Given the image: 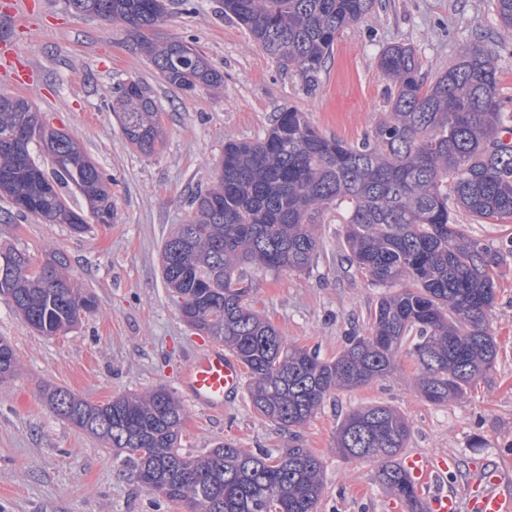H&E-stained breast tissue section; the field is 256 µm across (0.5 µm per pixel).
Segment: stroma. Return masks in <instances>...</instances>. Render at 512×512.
Masks as SVG:
<instances>
[{
    "label": "stroma",
    "instance_id": "stroma-1",
    "mask_svg": "<svg viewBox=\"0 0 512 512\" xmlns=\"http://www.w3.org/2000/svg\"><path fill=\"white\" fill-rule=\"evenodd\" d=\"M491 0H376L361 22L337 40L323 81L308 92L283 70L248 31L225 17L220 0H174L161 27L165 37L193 40L223 73L222 88L185 93L170 87L135 53L122 27L80 17L67 0H32L27 29L0 21V40L15 39L38 73L40 87L26 92L45 124L66 132L112 178L117 216L110 228L83 234L63 224L15 216L0 196V247L32 258L58 251L68 273L92 292L93 311L71 330L42 336L0 295V339L9 340L19 370L0 382V512H184L145 490L120 470L110 449L56 416L43 402V386L68 388L86 401L145 394L164 386L184 410L181 451L205 454L230 440L253 451L287 447L289 435L253 408L246 391L223 410L195 403L180 385L183 366L211 339L182 319L161 275V249L176 225L186 223L188 199L211 184L228 140L256 141L280 109L306 112L326 136L355 144L388 112L378 68L391 43L412 46L425 78L452 63L459 45L480 46L499 57L497 94L512 113V28L501 25ZM136 79L148 88L165 130L152 155L132 148L112 110L117 83ZM343 210L332 208L317 233L322 247L308 271L271 273L254 266L256 310L289 343L338 354L345 339L365 335L379 288L343 259ZM490 331L499 345L497 374L469 399L433 404L415 387V362L401 358L395 374L326 397L299 430L304 447L324 464L319 512H393L397 500L377 479V466L347 460L334 448L336 428L350 410L374 403L409 420L408 452L454 459L448 488L465 490L476 465L495 467L512 491V254L503 256Z\"/></svg>",
    "mask_w": 512,
    "mask_h": 512
}]
</instances>
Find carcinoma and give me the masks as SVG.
Returning a JSON list of instances; mask_svg holds the SVG:
<instances>
[{"label": "carcinoma", "mask_w": 512, "mask_h": 512, "mask_svg": "<svg viewBox=\"0 0 512 512\" xmlns=\"http://www.w3.org/2000/svg\"><path fill=\"white\" fill-rule=\"evenodd\" d=\"M224 15L243 25L281 66L309 90L337 39L358 24L375 0H221ZM83 16L118 23L168 85L183 92L217 88L223 75L192 42L158 39L166 0H68ZM512 27V0H492ZM378 68L391 83L390 112L371 136L349 145L328 138L306 113L278 112L256 142L224 144L213 185L190 200L193 215L164 242L165 286L181 299L185 322L224 344L246 368L254 409L292 435L324 398L393 374L412 358L423 398L446 404L468 398L494 379L499 344L489 329L502 250L457 222H512V143L502 133L512 115L496 94L498 60L462 47L456 61L425 83L413 47L382 50ZM129 144L149 155L162 141L155 101L137 81L121 83L112 104ZM46 155V170L35 153ZM0 192L15 213L44 224L89 230L115 220L111 179L66 133L48 129L24 98L0 95ZM333 206L346 208L349 261L385 289L364 336L322 359L288 343L254 309L242 267L304 272L320 242L317 224ZM51 274H35L24 251L0 250V294L40 335L56 336L95 308L67 273V259L46 258ZM17 371L12 346L0 339V381ZM53 412L123 454L122 465L146 490L191 512H317L324 492L323 461L309 448L253 452L226 440L200 457L179 448L183 408L160 386L143 395L92 404L67 388L47 386ZM407 420L382 404L348 413L335 445L349 460L378 464L379 483L409 512H422L401 465L410 437ZM145 453L139 454L137 450Z\"/></svg>", "instance_id": "carcinoma-1"}]
</instances>
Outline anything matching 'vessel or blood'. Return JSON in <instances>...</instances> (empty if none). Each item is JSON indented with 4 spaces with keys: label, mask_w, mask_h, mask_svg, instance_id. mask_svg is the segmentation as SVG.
<instances>
[{
    "label": "vessel or blood",
    "mask_w": 512,
    "mask_h": 512,
    "mask_svg": "<svg viewBox=\"0 0 512 512\" xmlns=\"http://www.w3.org/2000/svg\"><path fill=\"white\" fill-rule=\"evenodd\" d=\"M0 72L9 78L11 87L19 90L34 88V68L13 45L0 46ZM180 383L192 400L205 408L219 411L227 398L237 394L242 385L239 364L225 354L223 348L207 347L184 366ZM450 458H434L421 453L406 457L404 468L414 482L426 493V512H459L460 502L455 492L435 488L434 483L453 468ZM467 505L470 512H512V497L503 493L493 473L475 487Z\"/></svg>",
    "instance_id": "b4317fda"
}]
</instances>
